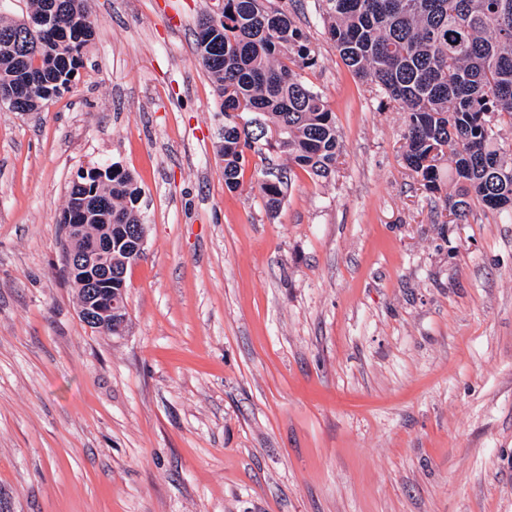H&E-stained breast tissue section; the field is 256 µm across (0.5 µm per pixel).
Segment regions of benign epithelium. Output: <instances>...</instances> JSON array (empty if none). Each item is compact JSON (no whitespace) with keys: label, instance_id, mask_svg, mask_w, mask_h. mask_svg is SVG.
Instances as JSON below:
<instances>
[{"label":"benign epithelium","instance_id":"benign-epithelium-1","mask_svg":"<svg viewBox=\"0 0 512 512\" xmlns=\"http://www.w3.org/2000/svg\"><path fill=\"white\" fill-rule=\"evenodd\" d=\"M63 227L68 238L65 256V271L77 276L88 284V290L79 303V318L88 327L105 330L115 328L124 333L128 325L129 313L124 290L112 288V249L124 247L130 260L141 254L146 239V232L137 227L131 233L112 240V225H107L109 232L92 238L84 248H72L74 240L81 238L85 225L75 212L66 213Z\"/></svg>","mask_w":512,"mask_h":512}]
</instances>
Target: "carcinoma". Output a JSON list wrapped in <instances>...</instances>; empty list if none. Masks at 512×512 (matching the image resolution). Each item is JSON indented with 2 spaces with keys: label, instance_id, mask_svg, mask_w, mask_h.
<instances>
[{
  "label": "carcinoma",
  "instance_id": "obj_1",
  "mask_svg": "<svg viewBox=\"0 0 512 512\" xmlns=\"http://www.w3.org/2000/svg\"><path fill=\"white\" fill-rule=\"evenodd\" d=\"M84 0H60L52 27L31 29L25 20L0 19V93L4 105L25 115L68 89L82 64L81 36L95 22ZM329 34L356 77L375 84L407 112L404 159L424 186L438 190L437 144L448 147L458 193L445 200L457 221L472 203L512 209V158L497 143L499 118L512 119V0H325ZM224 58L208 56L195 39L198 63L215 80L224 112V184L239 186L247 152L263 146L326 178L340 155L336 123L327 102L302 77L315 65L303 32L268 0H224L219 32ZM248 112L240 126L234 118ZM284 181L259 185L269 208L277 207ZM94 190L112 197L106 212L89 211V232L99 225L142 224L141 189L125 171L109 167L80 178L67 207Z\"/></svg>",
  "mask_w": 512,
  "mask_h": 512
}]
</instances>
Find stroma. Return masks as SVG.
<instances>
[{
  "label": "stroma",
  "mask_w": 512,
  "mask_h": 512,
  "mask_svg": "<svg viewBox=\"0 0 512 512\" xmlns=\"http://www.w3.org/2000/svg\"><path fill=\"white\" fill-rule=\"evenodd\" d=\"M270 2L315 57L329 178L251 152L225 187L214 0H85L71 89L0 105V512H512V212L449 222L447 166L432 193L406 165L322 0ZM112 164L147 229L121 336L62 272L70 186Z\"/></svg>",
  "instance_id": "stroma-1"
}]
</instances>
